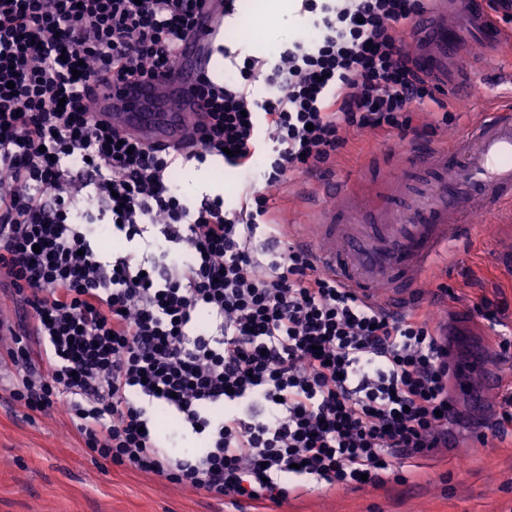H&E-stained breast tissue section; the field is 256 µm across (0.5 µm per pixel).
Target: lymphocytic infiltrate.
Masks as SVG:
<instances>
[{
    "mask_svg": "<svg viewBox=\"0 0 512 512\" xmlns=\"http://www.w3.org/2000/svg\"><path fill=\"white\" fill-rule=\"evenodd\" d=\"M202 2L0 0V274L30 321L6 350L10 397L64 413L103 460L217 499L380 487L392 458L448 442V347L320 270L266 190L329 171L350 134L434 132L413 122L425 103L452 120L406 44L428 0H301L313 36L220 83L200 73L206 120L183 144L93 122L90 84L170 76ZM265 143V186L236 205L190 202L170 179L219 156L251 174ZM150 224L162 237L143 255L93 247Z\"/></svg>",
    "mask_w": 512,
    "mask_h": 512,
    "instance_id": "lymphocytic-infiltrate-1",
    "label": "lymphocytic infiltrate"
}]
</instances>
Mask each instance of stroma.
<instances>
[{"label": "stroma", "instance_id": "obj_1", "mask_svg": "<svg viewBox=\"0 0 512 512\" xmlns=\"http://www.w3.org/2000/svg\"><path fill=\"white\" fill-rule=\"evenodd\" d=\"M300 8L299 0H293L288 14L263 38H247L242 28L245 20L259 18V0H240L237 14L224 23L222 37L233 57L218 60L214 75L223 77L248 56L276 60L289 43L307 38L311 27ZM410 146L395 136L360 134L331 173L356 191L374 192L376 174ZM202 170L222 187L225 202L242 193L238 174L211 159L202 166H176L178 182L190 199L206 195L195 183L196 172ZM311 183L300 174L290 186L270 189V203L285 224L307 223L304 192ZM500 232V225L479 223L469 257L450 270L436 265L420 287L422 313L447 324L453 345L462 353L496 345L494 330L472 312L480 296L506 303L504 321L512 329V252H504ZM13 372L11 363L0 366V512H512V423L502 421L498 395L478 409L469 398H460L454 445L435 449L404 482L376 490H316L263 509L213 499L94 458L82 448L66 415L54 411L32 417L11 400ZM479 426L494 432L488 445L476 441Z\"/></svg>", "mask_w": 512, "mask_h": 512}]
</instances>
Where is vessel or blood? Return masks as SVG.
<instances>
[{
	"instance_id": "b4317fda",
	"label": "vessel or blood",
	"mask_w": 512,
	"mask_h": 512,
	"mask_svg": "<svg viewBox=\"0 0 512 512\" xmlns=\"http://www.w3.org/2000/svg\"><path fill=\"white\" fill-rule=\"evenodd\" d=\"M224 18L222 0H208L193 34L179 50L173 76L97 85L94 121L146 143L175 145L201 120L194 95L200 72L211 66L210 37ZM512 31L488 16L486 0H431L416 16L412 58L424 76L461 103L475 90L468 47L480 64L494 63ZM501 91L451 144L407 150L383 174L374 198L327 177L313 190L305 246L321 269L360 297L393 312L411 304L436 261L452 266L468 254L475 220L512 222V67L499 73ZM451 393L471 394L480 376L483 394L501 391L504 379L490 355H449Z\"/></svg>"
}]
</instances>
